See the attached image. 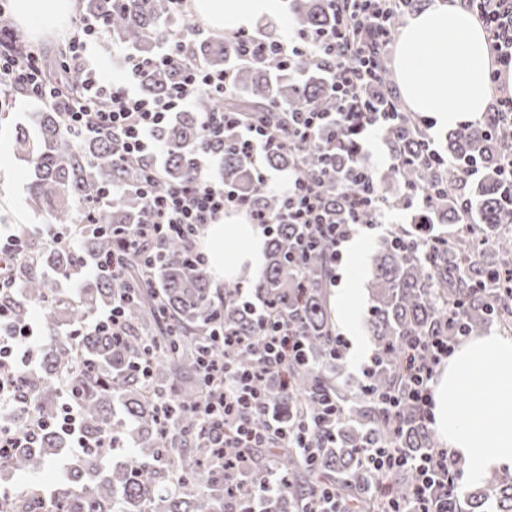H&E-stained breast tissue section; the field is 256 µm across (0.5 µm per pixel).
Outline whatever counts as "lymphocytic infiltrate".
<instances>
[{
    "mask_svg": "<svg viewBox=\"0 0 512 512\" xmlns=\"http://www.w3.org/2000/svg\"><path fill=\"white\" fill-rule=\"evenodd\" d=\"M400 0H331L336 24L312 32H298L276 41L277 50L289 60H333V90L341 102H353L351 112H299L293 114L289 147H298L321 129L351 127L370 131L392 123L406 121L401 108L377 109L373 104L378 81L379 63L387 53L391 40L390 20ZM466 5L481 20L495 66L489 79L499 95L488 119L492 123H512V89L503 85L502 72L512 66V0H466ZM106 27L103 17L84 15L70 38L61 69L79 89L77 95H66L60 84L52 82L46 72L39 49L20 39L14 32H0V83L22 91L33 102H55L62 108L64 124L71 132L91 137L117 136L126 156H146L161 149L157 130L169 122L176 112L188 108L202 93H226L231 85L230 73L213 70L190 61L182 45L161 46L158 56L181 67L183 78L168 95L160 99L144 96L141 85L150 78V62L129 54L125 57L127 71L121 80L105 81L89 55L92 43ZM232 126L238 130L239 145L250 156L265 153L278 134L261 123L244 120L241 113L224 111L207 114L203 121L206 136L212 137ZM206 160H199V173L193 180L176 184L164 194L143 190L142 198L150 207L154 221L140 224L128 234L125 246L138 248L141 241L169 233L195 239L200 228L217 223L224 213L242 211L253 223L272 231L275 224H296L305 234L296 243L297 253L305 251L317 240L329 245L331 261L341 258V246L358 229V214L372 210L374 221L387 223L390 208L376 190L374 179L361 169L352 170L349 181L355 190L345 199L344 222L331 218L321 185L305 179L297 170H290L288 183L282 186L287 206L276 218L260 215L249 199L237 190L212 181L206 171ZM251 310L265 337L259 352V367L239 362L238 356L248 344L245 337L225 336L223 361L203 357L201 376L207 390L197 411L203 421L212 422L215 447H222L226 438H234L241 446L239 456L224 463V492L244 498L248 504L282 492L284 482L275 464H268L259 483L246 482L244 476L254 467L253 449L279 446L293 448L302 454H313L332 437V420L341 414V406L326 401L323 413L314 423L287 424L277 417L259 420L266 406L261 382L268 377H282L289 366L302 362L305 352L294 324L286 319L269 317L263 306ZM457 339L453 336L422 337L410 346L403 367L407 389L403 394H387L383 400L389 415L392 433H400L402 422L398 413L401 402H409L423 418L431 416L430 383L443 358L452 351ZM42 344L38 328L28 320H14L8 305L0 306V365H7L10 376L0 378V449L9 450L34 443L46 427L57 428L68 439L69 455L57 464L59 477H66L70 461L82 456L89 442L81 431L82 408L72 397H65L62 416L54 422L29 413L14 398L20 370H35V357ZM357 467L362 476L377 480L410 467L418 481L410 501L391 503L389 512H429L438 497V489L447 482L453 455L447 450L408 458L398 448L368 447L360 451Z\"/></svg>",
    "mask_w": 512,
    "mask_h": 512,
    "instance_id": "f902f5d3",
    "label": "lymphocytic infiltrate"
}]
</instances>
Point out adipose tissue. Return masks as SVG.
<instances>
[{"instance_id": "adipose-tissue-1", "label": "adipose tissue", "mask_w": 512, "mask_h": 512, "mask_svg": "<svg viewBox=\"0 0 512 512\" xmlns=\"http://www.w3.org/2000/svg\"><path fill=\"white\" fill-rule=\"evenodd\" d=\"M77 0H15L14 20L32 38L66 28ZM195 18L215 31L249 28L274 17L278 0H191ZM485 33L458 0H433L415 12L397 37L394 69L407 109L439 126L460 113L482 116L491 88ZM207 272L216 283L258 275L264 262L262 227L238 220L210 224L204 238ZM435 438L459 459L464 480L483 483L512 474V337L490 330L460 344L431 383Z\"/></svg>"}]
</instances>
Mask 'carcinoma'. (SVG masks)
Returning <instances> with one entry per match:
<instances>
[{
  "instance_id": "cac0c4a2",
  "label": "carcinoma",
  "mask_w": 512,
  "mask_h": 512,
  "mask_svg": "<svg viewBox=\"0 0 512 512\" xmlns=\"http://www.w3.org/2000/svg\"><path fill=\"white\" fill-rule=\"evenodd\" d=\"M87 14L107 20L110 42L125 44L137 56L153 60L159 46L179 40L173 28L175 15L169 0H83ZM292 13L300 31L328 27L336 15L328 0H293ZM200 64L224 68L233 75L235 95L202 96L195 107L178 112L157 131L163 157L125 159L113 138L78 136L66 130L61 112L50 104L35 113L34 129H15L16 154L26 160L33 179L30 205L43 209L56 230L75 223L73 211H96L98 223L80 229L82 251L65 250L45 240L24 238L37 266L61 279L78 280V291L64 299L52 293L46 281L24 265L17 271L23 282L20 295H10L14 317L26 319L30 308L41 310L43 343L41 363L18 381L25 399L40 415L53 418L55 405L74 392L82 404V429L93 443L120 439L128 433L134 447L109 467L101 465L102 448H92L75 459L69 473L55 488L16 493L10 483H0V502L9 501L13 512H237L246 505L224 500V469L218 457H234L238 449L227 443L212 449L210 427L194 407L204 393L199 374L210 330L221 326L236 336H246L258 346L263 333L240 299V288L230 285L217 293L203 271L192 269L186 239L162 236L138 252L122 244L129 226L153 222L140 189L145 170L159 168L151 189L157 195L173 184L196 177V156L206 150L221 162L224 184L249 196L272 218L283 208L284 198L259 187L253 178L252 159L238 149V134L224 131V141L203 137L205 114L231 110L246 118L263 119L279 130L288 127L292 112L341 110L332 90L329 67L321 62L266 55L261 61L242 57L233 37L224 41L198 39L187 45ZM181 75L170 65L154 67L142 86L149 97L165 95ZM388 66L379 69L375 105L382 108L392 95ZM359 134L352 130L317 133L290 150L278 142L265 152L272 168L293 166L312 179L320 176V162L336 170V179L324 185L330 207L340 209L344 194L353 190L347 176L366 160L358 148ZM392 164L375 178L376 189L386 197L392 183L402 193L390 201L396 209L409 207L412 188L421 197L423 213L418 229L394 232L382 242L370 281L371 305L364 322L374 341L375 371L372 394L404 390L402 366L407 346L417 337L444 336L449 322L461 324L470 336L507 312L512 317V292L500 281L512 269V236L499 232L512 212V177L503 170V150L512 142V127L490 125L482 118L464 124L448 135V156L429 165L420 156L432 149L413 124L386 130ZM471 164L485 172L475 194L462 192ZM297 235L282 224L269 236L268 264L253 287L254 296L267 305L274 318L289 317L299 328L306 360L288 369L289 389L278 382L262 383L265 411L284 421L318 419L321 402H340L345 415L336 424L329 447L310 459L297 451L278 455L284 491L274 507L280 512H303L308 496L321 484H331L343 499L359 502L364 512H381L387 503L365 490L358 479L356 455L365 446L394 444L408 457L435 448L434 432L417 411L405 405L403 430L393 437L386 411L371 397L351 393L337 381L333 367L335 328L326 292L333 278L328 248L320 243L299 260H292ZM109 256L122 267L118 284L101 276L83 275V265ZM123 298L126 336L121 344L102 333L82 331L86 315ZM151 347L148 377L130 371L133 358ZM65 435L47 429L32 446L11 449L0 456V475H21L55 459L65 448ZM417 481L415 471L403 468L387 480L394 501H404ZM439 512H486L494 499V512H512V475H497L488 486L458 496L456 485L442 489Z\"/></svg>"
}]
</instances>
